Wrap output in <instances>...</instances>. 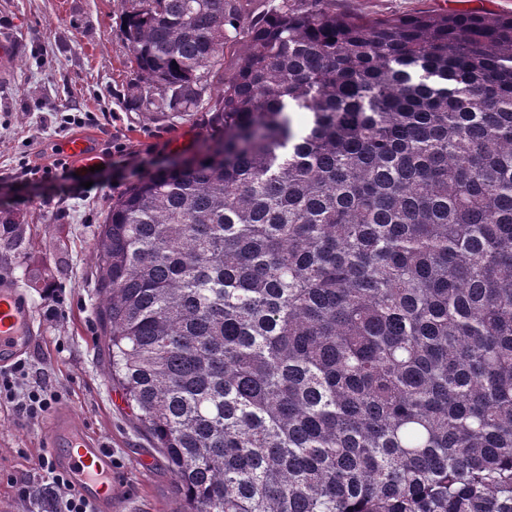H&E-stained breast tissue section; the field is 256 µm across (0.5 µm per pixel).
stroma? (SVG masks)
<instances>
[{
    "mask_svg": "<svg viewBox=\"0 0 512 512\" xmlns=\"http://www.w3.org/2000/svg\"><path fill=\"white\" fill-rule=\"evenodd\" d=\"M366 18L401 13L484 11L512 14V0H336ZM120 0H0V31L20 43L11 84L0 86V221L24 228L25 245H0V278L32 305L36 339L25 353L34 374L61 391L90 436L112 453L114 512H182L184 501L121 389L109 378L100 343L93 250L113 199L139 178L195 155L217 130L207 112H143L129 97V52ZM92 136L99 171L71 162L85 192L57 178L30 176L55 147ZM48 419L19 423L0 406V512H40L18 494L47 476Z\"/></svg>",
    "mask_w": 512,
    "mask_h": 512,
    "instance_id": "obj_1",
    "label": "stroma"
}]
</instances>
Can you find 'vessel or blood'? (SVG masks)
<instances>
[{"label":"vessel or blood","instance_id":"vessel-or-blood-1","mask_svg":"<svg viewBox=\"0 0 512 512\" xmlns=\"http://www.w3.org/2000/svg\"><path fill=\"white\" fill-rule=\"evenodd\" d=\"M16 62L12 38L0 34V79L6 81L13 76ZM61 151L86 165L95 161L88 140L81 137L64 140ZM32 341L33 322L28 298L14 284L0 283V366L17 360ZM48 441L46 466L64 472L83 495L95 503L98 512H112L115 473L107 449L68 414L52 418Z\"/></svg>","mask_w":512,"mask_h":512}]
</instances>
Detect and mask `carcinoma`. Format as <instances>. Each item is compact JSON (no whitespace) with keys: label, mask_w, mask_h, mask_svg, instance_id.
<instances>
[{"label":"carcinoma","mask_w":512,"mask_h":512,"mask_svg":"<svg viewBox=\"0 0 512 512\" xmlns=\"http://www.w3.org/2000/svg\"><path fill=\"white\" fill-rule=\"evenodd\" d=\"M238 13L121 0L130 95L219 136L108 210L112 381L184 512H512V15L280 0L227 72Z\"/></svg>","instance_id":"carcinoma-1"}]
</instances>
